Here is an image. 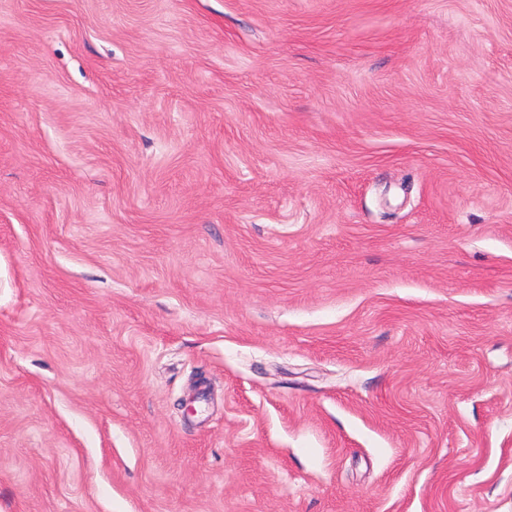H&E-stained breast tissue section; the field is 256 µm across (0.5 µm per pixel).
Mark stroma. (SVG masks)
<instances>
[{"instance_id":"stroma-1","label":"stroma","mask_w":512,"mask_h":512,"mask_svg":"<svg viewBox=\"0 0 512 512\" xmlns=\"http://www.w3.org/2000/svg\"><path fill=\"white\" fill-rule=\"evenodd\" d=\"M0 512H512V0H0Z\"/></svg>"}]
</instances>
